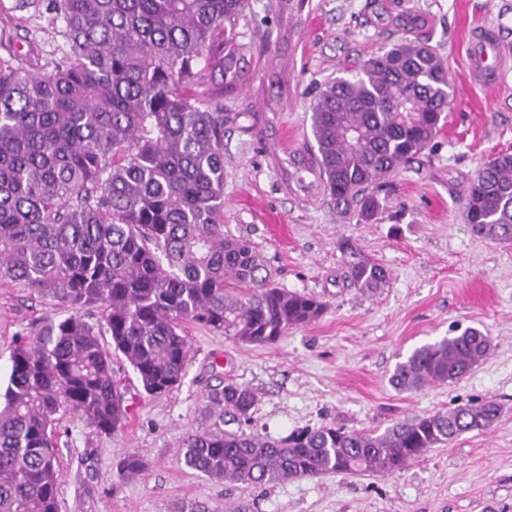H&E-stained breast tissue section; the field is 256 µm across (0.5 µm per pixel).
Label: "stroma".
<instances>
[{
	"label": "stroma",
	"instance_id": "35a3bbf8",
	"mask_svg": "<svg viewBox=\"0 0 512 512\" xmlns=\"http://www.w3.org/2000/svg\"><path fill=\"white\" fill-rule=\"evenodd\" d=\"M13 2L0 0V40L42 60L68 51L51 0L24 12ZM485 23L512 42V0H250L235 26L241 77L233 90L211 87L226 117L224 230L258 245L277 287L316 296L325 311L267 346L186 325V375L165 394H146L124 368L129 409L120 429L100 434L70 414L61 421L60 512H225L240 501L250 512H512V242L476 237L462 217L479 170L512 152V68L498 86L481 88L462 50ZM418 40L446 62L454 101L429 149L388 178L377 218L360 223L338 213L324 187L313 105L344 69ZM343 238L389 269L381 292L343 279ZM56 310L0 283V387L15 336H34ZM469 328L492 346L467 376L417 392L389 384L414 349ZM228 383L255 393L252 427L273 439L321 426L381 432L484 399L502 414L489 430L462 434L390 475L247 487L183 459L185 437L211 424L207 393ZM130 452L145 466L125 480L118 464Z\"/></svg>",
	"mask_w": 512,
	"mask_h": 512
}]
</instances>
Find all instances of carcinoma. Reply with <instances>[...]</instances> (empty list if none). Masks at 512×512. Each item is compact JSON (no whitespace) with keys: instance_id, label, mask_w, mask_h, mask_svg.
Segmentation results:
<instances>
[{"instance_id":"1","label":"carcinoma","mask_w":512,"mask_h":512,"mask_svg":"<svg viewBox=\"0 0 512 512\" xmlns=\"http://www.w3.org/2000/svg\"><path fill=\"white\" fill-rule=\"evenodd\" d=\"M249 0H54L69 51L42 65L0 56V281L59 303L32 340L16 338L0 393V512H58L59 415L101 434L127 419L112 354L150 395L186 374L194 323L251 345L308 325L325 304L275 286L248 238L224 232V112L196 89L240 72L236 19ZM448 70L425 43H398L328 82L312 112L336 209L373 220L381 180L422 153L447 119ZM472 233L512 242V153L467 189ZM345 278L375 294L386 267L345 238ZM102 316L89 322L84 311ZM110 337V345L102 337ZM491 339L467 329L415 349L389 378L399 391L456 382ZM246 386L208 394L211 429L184 440L185 465L265 485L326 473L392 474L500 417L486 399L418 415L382 433L304 428L271 440L248 427ZM144 468L129 454L119 474Z\"/></svg>"}]
</instances>
